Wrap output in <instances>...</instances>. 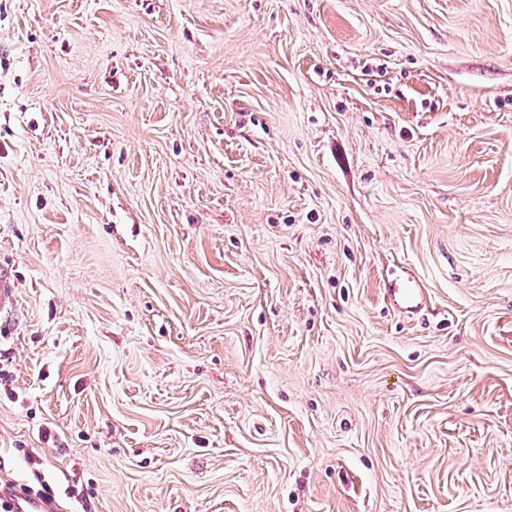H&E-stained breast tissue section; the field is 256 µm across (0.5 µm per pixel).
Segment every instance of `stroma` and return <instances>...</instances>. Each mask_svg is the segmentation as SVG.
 <instances>
[{
  "label": "stroma",
  "instance_id": "35a3bbf8",
  "mask_svg": "<svg viewBox=\"0 0 512 512\" xmlns=\"http://www.w3.org/2000/svg\"><path fill=\"white\" fill-rule=\"evenodd\" d=\"M0 268L57 512H512V0H0ZM392 275L389 288H385L390 307L399 314L415 316L428 305L429 289L410 268H398Z\"/></svg>",
  "mask_w": 512,
  "mask_h": 512
}]
</instances>
